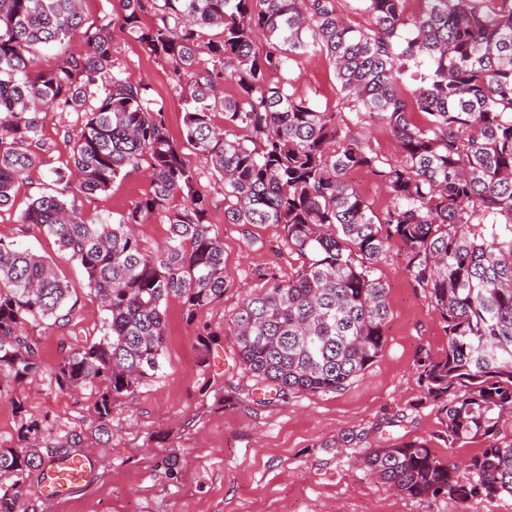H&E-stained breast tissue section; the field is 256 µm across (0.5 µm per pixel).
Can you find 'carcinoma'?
Segmentation results:
<instances>
[{
    "mask_svg": "<svg viewBox=\"0 0 512 512\" xmlns=\"http://www.w3.org/2000/svg\"><path fill=\"white\" fill-rule=\"evenodd\" d=\"M119 4V22L88 33L81 0H0V208L36 165L50 114L85 113L72 138L78 183L51 171L57 189L33 194L21 213L79 263L106 312L102 336L65 350L58 387L100 389L94 411L109 434L114 403L161 368L163 303L181 299L192 321L227 288L200 173L184 162L163 105L114 57L127 33L170 66L186 145L223 184L224 221L275 224L304 258L295 275L243 298L224 327L243 368L284 396L344 390L383 348L389 304L374 270L395 249L448 336L442 357L417 356L424 398L438 403L449 444L486 446L463 473L419 440L369 448L360 462L410 498L512 495V442L497 439L512 417V0H418L411 12L408 0H351L369 16L364 27L336 0ZM76 37L83 52L64 51ZM41 46L61 49L55 67H40ZM316 54L334 66L356 122L389 127L400 160L380 158L292 82L270 80ZM144 162L149 190L117 222L89 224L68 205ZM361 168L388 185L385 210L349 181ZM156 212L170 229L151 252L137 229ZM77 303L43 257L0 239V397L22 408L15 384L41 370L39 340L22 326H66ZM43 431L24 417L17 445L0 448V512H19L18 488L44 463Z\"/></svg>",
    "mask_w": 512,
    "mask_h": 512,
    "instance_id": "cac0c4a2",
    "label": "carcinoma"
}]
</instances>
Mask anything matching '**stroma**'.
I'll return each mask as SVG.
<instances>
[{
    "instance_id": "1",
    "label": "stroma",
    "mask_w": 512,
    "mask_h": 512,
    "mask_svg": "<svg viewBox=\"0 0 512 512\" xmlns=\"http://www.w3.org/2000/svg\"><path fill=\"white\" fill-rule=\"evenodd\" d=\"M114 49L127 76L147 83L152 98L164 103L167 128L182 141L185 100L169 66L147 56L130 37L117 39ZM289 75L299 93L349 119L323 56L299 59ZM83 121V113L69 109L52 113L36 166L13 206L0 209V239L51 262L78 299L68 327L26 324L41 343V369L19 385L22 406L0 397V448L15 446L21 418L33 417L44 422L45 445L65 446L93 461L88 482L63 502L43 494L42 472L32 470L20 488L21 512H512L509 495L463 504L443 496L410 498L357 463L365 449L402 440H427L447 462L465 461L481 448L477 441L449 445L438 406L423 397L417 353L424 348L443 356L448 337L429 298L412 288L400 253L390 252L375 270L390 307L383 349L345 390L281 396L240 365L225 325L243 298L266 288L267 275L288 278L302 259L276 225L225 223L222 185L189 149L183 159L200 170L201 187L215 201L210 221L224 243L228 286L220 302L192 321L180 299L167 300L161 370L114 405L110 434H98L96 389L59 388L52 372L64 345L99 336L105 312L84 269L37 226L20 220L30 195L48 186L50 171L71 170L68 136ZM148 189L143 169L115 181L106 193L77 196L75 205L96 224L123 212ZM202 324L215 332L206 347L195 335Z\"/></svg>"
}]
</instances>
